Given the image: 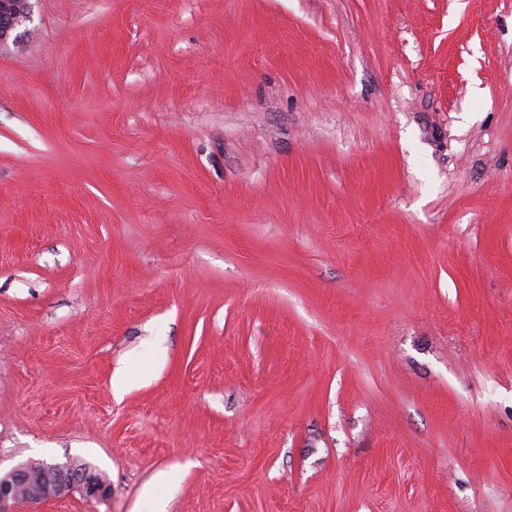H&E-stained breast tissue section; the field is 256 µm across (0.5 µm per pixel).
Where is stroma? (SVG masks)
Returning a JSON list of instances; mask_svg holds the SVG:
<instances>
[{
  "instance_id": "stroma-1",
  "label": "stroma",
  "mask_w": 512,
  "mask_h": 512,
  "mask_svg": "<svg viewBox=\"0 0 512 512\" xmlns=\"http://www.w3.org/2000/svg\"><path fill=\"white\" fill-rule=\"evenodd\" d=\"M19 32L0 474L107 494L14 512H512V0H30ZM45 464L47 465V469L54 473L55 477L52 482H47L46 484L35 479L40 491L44 493L52 492L62 495L68 493L74 485L81 487L89 497H101L106 493L105 485L99 483L101 481L96 475L89 473L90 476L94 477L90 478L88 474L81 476L73 473L72 471H68L58 464Z\"/></svg>"
}]
</instances>
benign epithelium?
<instances>
[{
  "label": "benign epithelium",
  "mask_w": 512,
  "mask_h": 512,
  "mask_svg": "<svg viewBox=\"0 0 512 512\" xmlns=\"http://www.w3.org/2000/svg\"><path fill=\"white\" fill-rule=\"evenodd\" d=\"M30 15L29 0H0V47L6 45L20 25V15ZM47 469L54 473V480L46 484L33 481L28 472L18 469L0 478V512H10L9 502L18 501L20 489L33 493L39 487L44 493L65 494L79 486L89 497H101L106 493L105 485L88 475L75 474L58 464H49Z\"/></svg>",
  "instance_id": "obj_1"
}]
</instances>
